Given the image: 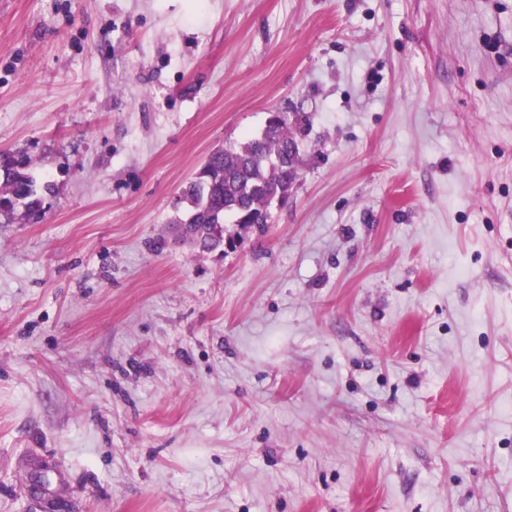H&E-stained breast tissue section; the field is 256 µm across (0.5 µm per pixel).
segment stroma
Listing matches in <instances>:
<instances>
[{"label": "stroma", "mask_w": 512, "mask_h": 512, "mask_svg": "<svg viewBox=\"0 0 512 512\" xmlns=\"http://www.w3.org/2000/svg\"><path fill=\"white\" fill-rule=\"evenodd\" d=\"M265 231L166 241L270 113ZM0 512H512V0H0ZM32 160L25 153L0 152V169L6 170L3 177L0 171V201L12 206L3 217L12 220L22 219L31 224L43 220L44 195L51 192L52 184L39 183L31 172Z\"/></svg>", "instance_id": "obj_1"}]
</instances>
